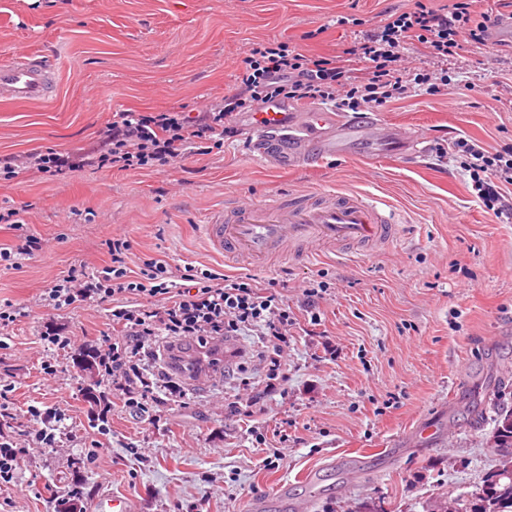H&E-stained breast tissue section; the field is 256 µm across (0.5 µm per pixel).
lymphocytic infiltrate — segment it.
<instances>
[{
    "label": "lymphocytic infiltrate",
    "instance_id": "1",
    "mask_svg": "<svg viewBox=\"0 0 512 512\" xmlns=\"http://www.w3.org/2000/svg\"><path fill=\"white\" fill-rule=\"evenodd\" d=\"M489 14L475 16L473 0H450L435 10L418 0L415 9L386 24L383 35H370L353 49L355 61L364 63L359 84L342 90L347 67L327 57H311L284 47H253L239 76L238 93L210 103L203 114L190 116L173 107L149 115L125 110L99 133L97 148L77 153L34 152L26 166L45 176L85 166L134 170L145 166H171L202 143L223 144L234 130L237 113L287 99L296 102L323 99L336 107L371 108L407 97L414 86L429 82V75H409L400 53L403 45H423L432 54L448 57L468 47H487ZM455 146L477 197L496 218L512 223V147L490 152L476 140L458 138ZM111 265L95 272L71 269L48 290V299L61 308L139 292L155 297L154 310L126 305L113 309V322L122 324L121 336L102 337L95 350L97 363L125 407L147 415L161 401L155 380H166L158 368L159 341L166 337L192 338L207 346L209 338L237 335L247 327L259 332V359L265 371V392L284 380L282 354L296 323L294 314L276 295L264 294L246 281L221 287L200 282L195 291H174L166 264L144 263L137 279H130L127 241L108 245Z\"/></svg>",
    "mask_w": 512,
    "mask_h": 512
}]
</instances>
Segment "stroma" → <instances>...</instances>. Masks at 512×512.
<instances>
[{
    "label": "stroma",
    "mask_w": 512,
    "mask_h": 512,
    "mask_svg": "<svg viewBox=\"0 0 512 512\" xmlns=\"http://www.w3.org/2000/svg\"><path fill=\"white\" fill-rule=\"evenodd\" d=\"M416 1L0 0V58L48 61L56 81L44 102L0 98V160L90 148L123 110L197 113L234 93L256 44L338 56ZM476 61L470 52L424 58L420 67L445 74L447 86L375 108L427 138L414 162L384 153L275 171L241 129L173 168L0 178V208L16 210L40 242L18 262L0 261V303L16 312L0 348V385L12 387L0 434L23 450L16 482L0 484V512H92L108 491L132 497L136 512H249L283 483L306 512L471 507L499 467L494 437L512 411V223L475 198L454 149L461 137L490 151L512 146V82H501L512 78V49L493 71ZM314 190L387 197L405 218L400 238L355 260L326 250L309 262L232 266L203 235L226 202ZM116 238L130 245L131 271L164 262L181 289L191 270L248 278L288 303L299 323L287 378L258 410L228 414L237 389L219 366L198 383L181 379L184 397L168 396L152 425L82 365L112 334L114 303L56 309L46 292L70 268L109 265ZM313 281L329 285L317 325L303 309ZM50 325L79 346L44 341ZM107 400L111 430L101 434L91 424ZM31 405L63 416L52 447L32 442Z\"/></svg>",
    "instance_id": "obj_1"
}]
</instances>
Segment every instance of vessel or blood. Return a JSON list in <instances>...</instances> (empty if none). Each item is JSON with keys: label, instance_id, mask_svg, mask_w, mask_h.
Listing matches in <instances>:
<instances>
[{"label": "vessel or blood", "instance_id": "vessel-or-blood-1", "mask_svg": "<svg viewBox=\"0 0 512 512\" xmlns=\"http://www.w3.org/2000/svg\"><path fill=\"white\" fill-rule=\"evenodd\" d=\"M56 90L54 77L39 59L0 60V97L44 101ZM243 125L255 137L257 153L284 168L310 165L328 156L355 157L367 150L416 159L426 140L415 131L375 116L345 119L317 108L276 100L247 113ZM400 217L394 205L366 195L281 194L265 203L231 202L203 226L215 253L228 260L264 264L301 249L304 259L340 246L371 248L396 237ZM132 497L101 495L93 512H134Z\"/></svg>", "mask_w": 512, "mask_h": 512}]
</instances>
